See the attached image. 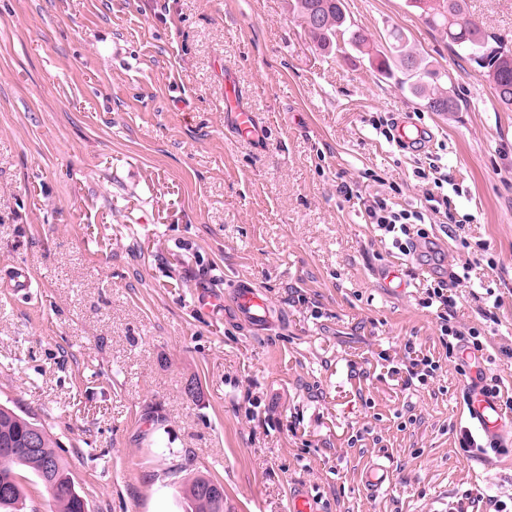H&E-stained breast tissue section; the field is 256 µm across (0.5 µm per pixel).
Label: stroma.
<instances>
[{
    "mask_svg": "<svg viewBox=\"0 0 512 512\" xmlns=\"http://www.w3.org/2000/svg\"><path fill=\"white\" fill-rule=\"evenodd\" d=\"M512 45V0H467ZM292 0H0V403L49 428L88 512H183L195 476L224 512H474L512 503V435L463 448L465 377L427 291L448 273L512 397V111L406 0H345L380 51L400 30L448 75L429 112L355 51L316 50ZM267 127L224 121V74ZM428 137L401 148L377 123ZM444 167L452 223L409 256L368 224ZM24 266L33 293L14 294ZM400 276L386 281L384 271ZM260 288L262 332L202 288ZM440 368L407 382L405 365ZM391 470L368 492L365 462Z\"/></svg>",
    "mask_w": 512,
    "mask_h": 512,
    "instance_id": "stroma-1",
    "label": "stroma"
}]
</instances>
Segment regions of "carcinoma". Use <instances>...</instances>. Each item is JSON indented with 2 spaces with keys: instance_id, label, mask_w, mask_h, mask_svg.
<instances>
[{
  "instance_id": "cac0c4a2",
  "label": "carcinoma",
  "mask_w": 512,
  "mask_h": 512,
  "mask_svg": "<svg viewBox=\"0 0 512 512\" xmlns=\"http://www.w3.org/2000/svg\"><path fill=\"white\" fill-rule=\"evenodd\" d=\"M408 6L419 11L425 23L447 38L449 44L466 52L485 69L499 105L512 110V48L466 16L465 0H408ZM293 11L303 23L316 18L317 25L308 34L322 53L336 54L341 42L367 59L378 74L398 77L401 87L408 89L428 111L455 109L452 89L445 86L443 75L430 68L402 32L389 31V52L384 53L376 49L371 34L347 20L344 0H293ZM34 428L42 434L39 452H0V512H19L17 505L24 498L19 468L31 471L48 489L56 512H86V502L56 451L58 443L52 433L34 418L0 403V445L18 441ZM204 482L205 477L198 476L183 490L186 512H224L220 493H199Z\"/></svg>"
}]
</instances>
